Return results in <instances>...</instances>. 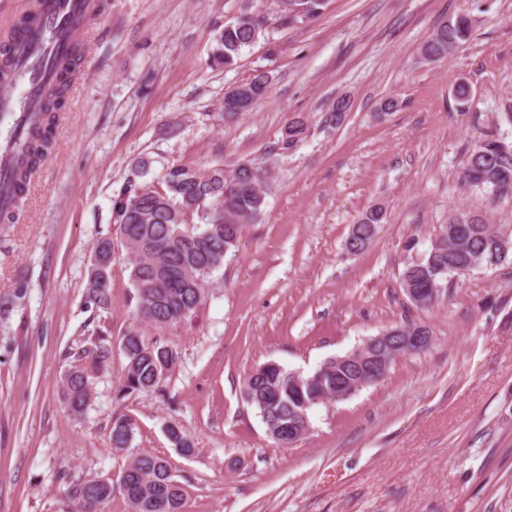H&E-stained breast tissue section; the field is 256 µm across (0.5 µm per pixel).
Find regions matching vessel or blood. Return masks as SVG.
I'll list each match as a JSON object with an SVG mask.
<instances>
[{"mask_svg": "<svg viewBox=\"0 0 512 512\" xmlns=\"http://www.w3.org/2000/svg\"><path fill=\"white\" fill-rule=\"evenodd\" d=\"M97 0H37L26 24L9 38L7 63L0 66V222L13 224L23 201L12 190L15 163L36 148V103L52 83L56 63L87 43L79 19L95 12Z\"/></svg>", "mask_w": 512, "mask_h": 512, "instance_id": "1", "label": "vessel or blood"}]
</instances>
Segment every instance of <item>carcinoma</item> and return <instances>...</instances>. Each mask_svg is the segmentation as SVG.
<instances>
[{"label": "carcinoma", "mask_w": 512, "mask_h": 512, "mask_svg": "<svg viewBox=\"0 0 512 512\" xmlns=\"http://www.w3.org/2000/svg\"><path fill=\"white\" fill-rule=\"evenodd\" d=\"M322 0H281L282 19H313L320 14ZM265 21L244 14L215 31L211 63L230 68L238 62L243 49L255 44L264 34ZM475 20L459 14L441 22L424 42L421 55L428 62L445 59L469 42ZM78 56L70 55L59 63L56 84L42 104L43 120L36 137L41 145L49 141L56 111L69 90ZM269 85L267 74L259 73L239 87L224 93V115L236 117L251 109ZM307 120L297 118L288 126V138H280L290 149L306 135ZM507 163L512 167V142L487 135L476 141L460 173L465 186L483 187L496 197L512 196V182L497 185L483 181L480 168ZM149 162L136 165L112 199L114 221L118 224L120 243L130 257L131 278L137 294L138 315L157 330L178 324L192 316L202 299L205 278L224 265L226 256L236 250L245 226L253 223L265 205V186L269 175L242 163L227 172L214 167L205 172L189 165L167 168L155 185H143L137 177ZM384 213L374 208L356 221L358 251L364 250L362 238L378 234ZM436 241L417 258L408 262L401 275V288H434L418 304L421 309L434 305L448 282L477 268L492 269L512 258L502 259L501 252L512 254V233L502 224H493L480 214L457 210L440 225ZM114 243L103 238L94 246L85 284L86 303L108 311L112 305L111 275ZM125 372L118 396L122 399L159 390L167 376L179 365L178 350L156 338L128 334L122 338ZM112 360V336L92 332L71 354L69 368L62 378V397L69 411L81 416L91 400L92 375ZM368 362L331 358L312 384L296 386L293 372L278 363L259 366L244 384V397L261 417L276 445L286 448L291 436L306 430L301 416V397L311 394L336 397L343 388L361 382ZM135 423L128 415L112 419L109 433L111 448L131 447ZM120 488L132 512H182L184 490L173 478L164 458L150 452L136 454L121 473ZM112 482L87 479L69 486L68 495L78 501L80 512H97L112 498Z\"/></svg>", "instance_id": "cac0c4a2"}]
</instances>
